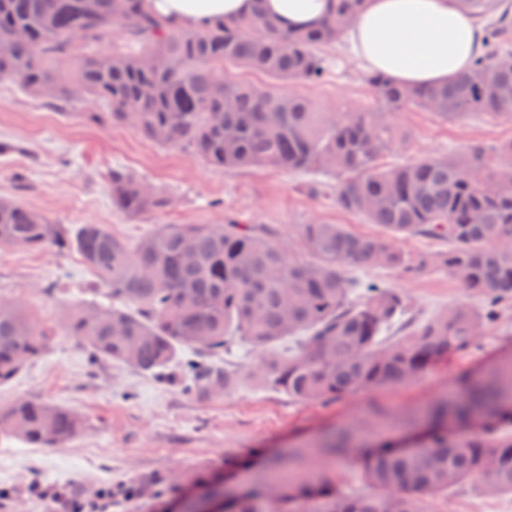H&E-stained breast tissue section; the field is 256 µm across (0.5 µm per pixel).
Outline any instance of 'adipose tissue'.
Segmentation results:
<instances>
[{
	"instance_id": "ef3b65f1",
	"label": "adipose tissue",
	"mask_w": 512,
	"mask_h": 512,
	"mask_svg": "<svg viewBox=\"0 0 512 512\" xmlns=\"http://www.w3.org/2000/svg\"><path fill=\"white\" fill-rule=\"evenodd\" d=\"M175 29H192L248 12L252 0H146ZM328 0H264L283 25L317 23ZM350 48L369 72L408 85L447 80L484 50V29L455 0H367L350 29Z\"/></svg>"
}]
</instances>
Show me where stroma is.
I'll return each instance as SVG.
<instances>
[{
    "mask_svg": "<svg viewBox=\"0 0 512 512\" xmlns=\"http://www.w3.org/2000/svg\"><path fill=\"white\" fill-rule=\"evenodd\" d=\"M334 66L317 83L284 85V92L308 98L320 111L338 112L354 103L379 104L365 73L346 43L330 49ZM93 100L61 108L40 104L12 84H0V142L17 144L0 154V198L14 199L44 214L51 223L103 224L136 244L164 224H222L235 218L256 229L271 228L281 242L302 251V225L326 222L361 235L378 225L336 207L333 180L311 192L310 177L274 168L215 169L188 151L164 147L127 126H97L89 112L103 111ZM408 135L404 150L386 161L456 157L479 145L494 150L512 139V122L474 117L446 121L409 110L394 116ZM121 166L165 191L170 207L128 216L112 204L108 174ZM353 277L379 279L402 289L418 317H428L468 295L447 271L430 269L408 277L387 268L356 269ZM92 272L77 253L45 249H0V298L22 305L36 325L55 330L42 355L0 386V406L22 398L42 400L81 415L82 432L60 448H32L0 439V512H64L58 494L94 497L107 486H127L148 477L226 473L225 462L245 458L234 481L265 483L266 455L279 457L281 474L299 482L331 479L343 491L361 493L360 457L365 445L406 441L424 428V414L437 399L455 391L463 376H477L512 360V304L477 346L437 363L414 382L347 394L335 402L301 403L263 387L249 373L261 352L243 345L227 355L240 375L223 396L200 399L174 378L144 373L112 361L92 362L74 337L60 335L70 307L89 301ZM54 294H46L47 285ZM352 435L348 447L328 452L322 442L339 431ZM439 512H512V496H488L467 483L437 503Z\"/></svg>",
    "mask_w": 512,
    "mask_h": 512,
    "instance_id": "35a3bbf8",
    "label": "stroma"
}]
</instances>
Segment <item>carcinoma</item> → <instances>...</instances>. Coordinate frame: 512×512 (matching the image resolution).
Listing matches in <instances>:
<instances>
[{
    "instance_id": "carcinoma-1",
    "label": "carcinoma",
    "mask_w": 512,
    "mask_h": 512,
    "mask_svg": "<svg viewBox=\"0 0 512 512\" xmlns=\"http://www.w3.org/2000/svg\"><path fill=\"white\" fill-rule=\"evenodd\" d=\"M244 16L201 29L170 30L144 0H0V83H18L47 104L93 97L98 123L135 129L154 143L191 152L220 169L267 166L336 179V207L384 233L304 224L306 254L272 232L226 224H166L135 247L104 224H52L0 198V248L76 251L110 304H82L62 327L93 360L150 373L182 362L185 389L202 398L233 388L236 371L202 361L245 342L263 352L254 380L300 402H334L357 391L411 383L434 362L477 344L512 302V140L489 156L416 158L387 165L406 142L390 116L418 109L455 121L474 113L512 121V9L503 0H457L486 20L485 52L465 72L411 86L380 74L365 82L382 105L321 112L305 97L224 78V67L280 82L321 80L327 49L346 35L366 0H332L310 27L284 28L258 3ZM114 28L125 47L84 54ZM112 205L128 215L160 212L168 194L121 167L109 174ZM448 242L445 253L409 257L400 239ZM413 275L442 268L479 305L451 304L415 320L408 296L348 268ZM39 328L0 300V386L47 347ZM189 350L194 358L180 353ZM512 363L486 379H464L439 401L420 447L383 444L360 460L364 494L329 479L288 482L223 496L224 512H438L448 489L475 482L512 495ZM83 429L74 411L32 399L0 409V436L59 448Z\"/></svg>"
}]
</instances>
